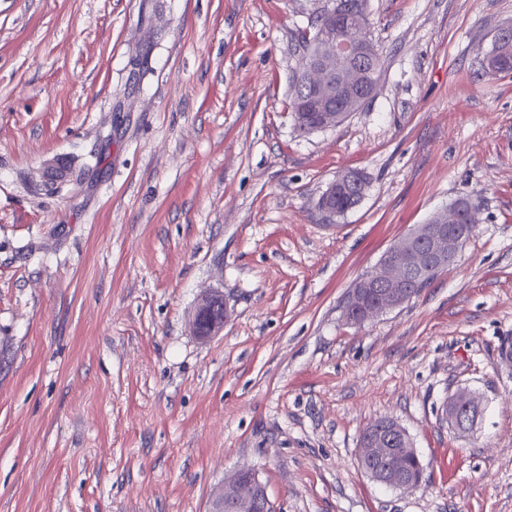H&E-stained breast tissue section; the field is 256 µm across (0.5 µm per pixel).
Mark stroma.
Instances as JSON below:
<instances>
[{
	"label": "stroma",
	"instance_id": "1",
	"mask_svg": "<svg viewBox=\"0 0 512 512\" xmlns=\"http://www.w3.org/2000/svg\"><path fill=\"white\" fill-rule=\"evenodd\" d=\"M332 3L0 0V512H209L242 468L274 512H512V72L484 69L512 0H367L376 90L305 134L291 46ZM345 168L365 195L331 220ZM460 197L454 261L346 326L353 282ZM208 292L230 318L202 340ZM384 417L416 490L358 464ZM346 185L356 186L361 194L365 193L367 183L365 182L364 173L358 170H344L340 172L335 180L331 182L326 191L322 194V198L318 205L325 204L326 200L336 194V199L333 201V205L336 207V211L344 214L356 207L360 201L355 197L354 191L350 189L340 190L336 193V189ZM219 293H207L203 295L197 302L192 318V326L194 335L204 339L207 336H217L224 329V323L228 319L229 310L226 301L221 306V316L213 318L212 313L217 308V297ZM208 328L207 335H203ZM451 415H448V422L455 429L470 432L475 426L480 410L479 401L467 391H458L451 396ZM471 427L470 430H468ZM467 430V431H466Z\"/></svg>",
	"mask_w": 512,
	"mask_h": 512
}]
</instances>
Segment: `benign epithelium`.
Masks as SVG:
<instances>
[{
	"mask_svg": "<svg viewBox=\"0 0 512 512\" xmlns=\"http://www.w3.org/2000/svg\"><path fill=\"white\" fill-rule=\"evenodd\" d=\"M367 27L366 17L353 0H343L339 12L332 11L317 23V43L313 52L304 54L299 70L301 85L313 88L319 98L316 103L304 99L300 104L301 109L314 113L311 131L334 128L343 121L345 113L336 111L333 99L345 98L351 109L374 94L376 84L364 80L377 64L373 57H364L369 40ZM346 185L365 193L364 173L350 169L340 172L322 194L320 203H325L336 194L337 188ZM459 220L457 208L450 206L393 243L378 268L364 277L363 288L347 300L343 312L345 323L361 326L401 306L411 298L406 291L410 281L424 277L431 270L447 268L460 246ZM217 297L218 293L213 292L198 300L192 318L194 335L200 338L205 333L217 336L223 331L229 310L225 304L217 306ZM218 307L221 316L215 318L212 313ZM450 404V425L463 432L475 426L480 410L475 396L464 390L458 391L451 396ZM391 432L399 447L386 448L383 441L374 440L372 447L359 449V458L390 460L386 471L369 472L373 480L396 489L416 488L421 479L408 477L403 463L409 457H417V451L399 423L393 424ZM259 485L255 472L239 470L225 479L214 501L224 506L225 512H254Z\"/></svg>",
	"mask_w": 512,
	"mask_h": 512,
	"instance_id": "benign-epithelium-1",
	"label": "benign epithelium"
}]
</instances>
